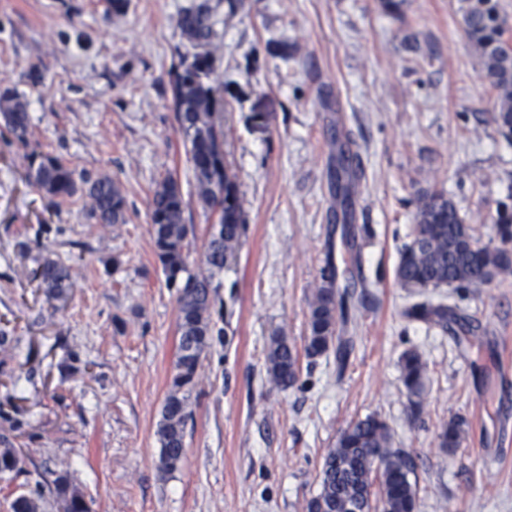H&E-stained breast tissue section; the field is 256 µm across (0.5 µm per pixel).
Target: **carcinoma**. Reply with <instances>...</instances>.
<instances>
[{"label": "carcinoma", "instance_id": "obj_1", "mask_svg": "<svg viewBox=\"0 0 512 512\" xmlns=\"http://www.w3.org/2000/svg\"><path fill=\"white\" fill-rule=\"evenodd\" d=\"M468 40L480 52L482 68L496 91L494 123L506 141H512V51L505 47L501 19L492 0H466L463 11ZM179 27L194 48L214 47L215 31L208 0H200L179 13ZM173 108L185 135L186 152L202 208L218 215L210 225L204 244V273L187 267L186 203L178 181L169 176L160 182L150 200L152 238L167 287L175 289L178 311V347L175 373L165 398L156 435L160 444V469L171 473L184 457L189 401L196 386L203 354L215 335L213 311L217 288L214 276L234 259L246 233L238 188L224 157V129L215 115L223 107L221 91L212 78L211 52L180 56L173 67ZM0 126L8 142L30 145V118L24 94L11 88L0 90ZM26 178L47 199L46 208L81 195L87 218L96 224H123L126 196L112 177L95 179L76 175L59 156L32 149L26 155ZM412 240L401 251L396 276L401 286L413 291L451 286L461 291L486 288L512 269V207L497 212L495 228L502 247L491 250L479 244L455 204L444 194L423 195L415 215ZM32 280L49 300H65L71 281L70 268L56 259H45L31 271ZM408 315L428 324L448 328V305L429 299L414 303ZM347 319V299L337 295L336 272L329 263L321 285L309 302L305 356L313 361L331 347L346 362L349 341L338 334L339 319ZM267 370L272 382L286 390L300 375L298 352L284 336L270 339ZM401 381L407 393L420 396L427 364L422 354L410 348L399 358ZM23 415L17 398L0 401V419L13 432L22 431ZM465 422L448 421L439 434L440 445L450 450L461 446ZM388 424L367 416L351 421L336 445L327 450L320 474V490L306 505L307 512H415L417 485L410 480L414 464L399 448L390 447ZM28 457L0 437V475L17 477L28 473ZM60 512H90L82 489L69 474L60 472L47 491ZM44 487L17 496L13 512H46Z\"/></svg>", "mask_w": 512, "mask_h": 512}]
</instances>
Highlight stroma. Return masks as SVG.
I'll return each mask as SVG.
<instances>
[{
    "label": "stroma",
    "instance_id": "obj_1",
    "mask_svg": "<svg viewBox=\"0 0 512 512\" xmlns=\"http://www.w3.org/2000/svg\"><path fill=\"white\" fill-rule=\"evenodd\" d=\"M191 2L128 0L117 16L107 0H0V88L25 95L31 144L112 176L128 202L125 223L104 226L70 199L52 217L63 234L35 240L45 201L24 179V148L0 140V329L17 338L0 360L23 365L16 386L0 376V399L22 397L28 434L14 445L30 459L27 474L0 475V512L63 470L91 512H306L327 449L368 415L415 462L416 512H512V273L478 292L432 291L472 318L468 332L408 318L415 298L395 276L423 193H444L491 249L512 198V143L493 121L464 0H209L247 231L217 276L223 333L202 361L182 463L159 470L178 332L151 236L156 184L178 179L192 272L215 220L173 111V64L190 48L178 15ZM345 141L363 173L348 215L331 181ZM47 257L71 267L66 301L27 279ZM330 260L356 304L347 367L331 350L301 359L295 387H275L270 339L303 350ZM33 344L50 361L26 362ZM409 348L428 365L416 413L398 366ZM69 352L93 370L60 373ZM456 417L465 434L451 451L437 435Z\"/></svg>",
    "mask_w": 512,
    "mask_h": 512
}]
</instances>
